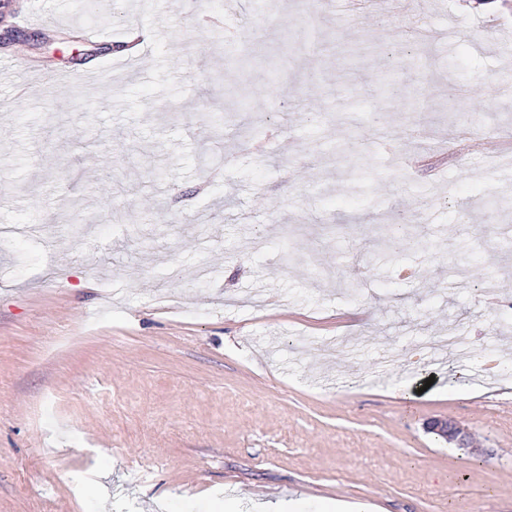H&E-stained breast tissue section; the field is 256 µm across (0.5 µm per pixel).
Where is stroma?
<instances>
[{
    "mask_svg": "<svg viewBox=\"0 0 512 512\" xmlns=\"http://www.w3.org/2000/svg\"><path fill=\"white\" fill-rule=\"evenodd\" d=\"M9 29L0 512H512V0H0ZM91 67L63 107L39 77ZM451 324L463 359L422 349ZM344 2L349 3L351 16L359 21L362 18L368 16L369 10H378L384 12H399L403 8H406L405 3L408 1L404 0H345Z\"/></svg>",
    "mask_w": 512,
    "mask_h": 512,
    "instance_id": "obj_1",
    "label": "stroma"
}]
</instances>
